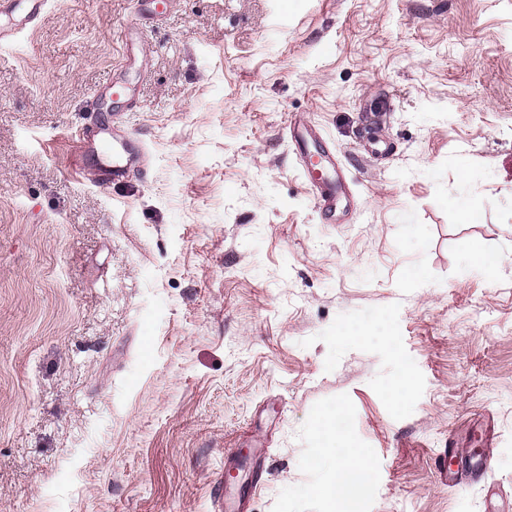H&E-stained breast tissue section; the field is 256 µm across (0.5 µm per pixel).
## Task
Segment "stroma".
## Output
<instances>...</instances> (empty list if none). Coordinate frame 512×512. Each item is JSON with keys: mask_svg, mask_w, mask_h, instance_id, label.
<instances>
[{"mask_svg": "<svg viewBox=\"0 0 512 512\" xmlns=\"http://www.w3.org/2000/svg\"><path fill=\"white\" fill-rule=\"evenodd\" d=\"M116 78L142 166L102 185L71 133ZM487 417L490 499L434 466ZM231 457L248 512H512V0H48L0 41V512H222ZM369 471L362 459L357 455H348L343 458L339 466V477L337 482L330 488L332 494L340 497L348 495L355 482L366 480Z\"/></svg>", "mask_w": 512, "mask_h": 512, "instance_id": "stroma-1", "label": "stroma"}]
</instances>
